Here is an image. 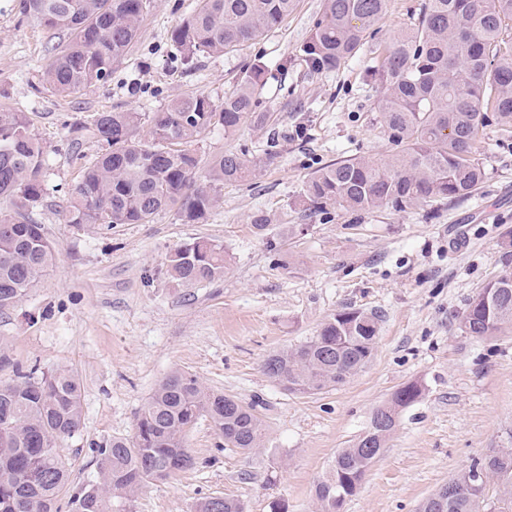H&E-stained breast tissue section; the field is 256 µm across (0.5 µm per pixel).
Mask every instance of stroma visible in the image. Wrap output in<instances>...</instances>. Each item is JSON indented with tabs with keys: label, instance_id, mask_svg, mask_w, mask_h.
Masks as SVG:
<instances>
[{
	"label": "stroma",
	"instance_id": "stroma-1",
	"mask_svg": "<svg viewBox=\"0 0 512 512\" xmlns=\"http://www.w3.org/2000/svg\"><path fill=\"white\" fill-rule=\"evenodd\" d=\"M16 0H0V109L27 113L45 156L47 195L33 219L43 224L56 265L15 307L0 311V380L15 368L71 369L81 383L83 424L63 442L73 486L93 483L92 450L135 431L138 413L171 370L188 371L213 390L256 404L262 448L225 447L202 420L187 446L196 465L154 481L112 512H195L207 496L243 501L247 512H315V487L336 454L362 435L372 410L403 384L421 397L397 426L342 512H417L425 498L492 449L512 441V333L478 339L460 318L469 299L512 270V139L484 129L483 183L467 199L406 212L353 211L302 202L318 169L355 157L394 154L383 135L373 80L384 48L410 25L421 0H388L373 40L331 72H310L299 55L322 13V0H295L283 22L237 50L182 63L170 40L200 0H153L135 45L101 85L61 96L44 90L47 32L19 19ZM265 67L260 111L233 136L217 128L197 145L201 163L246 150L258 169L225 185L219 206L194 222L178 208L147 224L109 230L69 221L66 202L82 165L101 146L80 134L96 112H154L205 93L214 102L252 62ZM278 137L276 155L267 142ZM273 222L267 237L250 217ZM207 238L226 255L222 278L172 282L167 257ZM356 308L382 317L371 362L336 389L292 395L262 363L316 335L333 314Z\"/></svg>",
	"mask_w": 512,
	"mask_h": 512
}]
</instances>
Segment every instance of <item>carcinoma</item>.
Here are the masks:
<instances>
[{
	"label": "carcinoma",
	"mask_w": 512,
	"mask_h": 512,
	"mask_svg": "<svg viewBox=\"0 0 512 512\" xmlns=\"http://www.w3.org/2000/svg\"><path fill=\"white\" fill-rule=\"evenodd\" d=\"M295 0H201L177 25L171 41L186 64L232 51L273 30ZM151 0H18V14L34 25L65 32L49 48L44 87L71 95L106 82L112 62L134 42ZM386 0H323L311 38L300 47L314 72L339 69L374 34ZM264 67L247 66L221 104L198 93L159 112H101L79 130L105 145L83 166L68 205L69 223L110 230L147 224L161 210L179 207L196 220L220 201L224 185L240 182L255 164L244 152L213 159L199 179L192 146L215 128L235 133L257 111ZM381 89L380 128L400 150L388 157L351 158L325 166L310 179L305 197L318 211L326 204L355 210L407 211L430 202L469 197L484 178L475 158L490 121L512 138V0H423L410 26L393 38L374 70ZM148 126L140 136L142 126ZM43 148L24 112L0 110V311L18 304L56 264L44 227L30 217L42 205ZM224 246L198 239L169 255L167 275L179 285L224 276ZM381 316L348 309L329 317L316 335L269 355L263 372L282 390L314 395L362 371L374 356ZM461 329L475 338L512 333V271L506 269L469 300ZM420 395L415 383L397 389L371 414L369 429L340 450L315 488L317 512H341L356 495L371 460L392 435L398 410ZM206 419L224 447L244 454L261 446L264 422L256 405L207 388L196 375L170 371L141 409L135 432L93 449L98 480L71 489L70 463L60 443L82 427L81 387L65 368L15 370L0 382V512H112V500H130L151 481H166L192 468L188 433ZM497 481L494 510L461 492L423 512H512V448H495L451 478ZM196 512H245L234 498L210 496Z\"/></svg>",
	"instance_id": "cac0c4a2"
}]
</instances>
